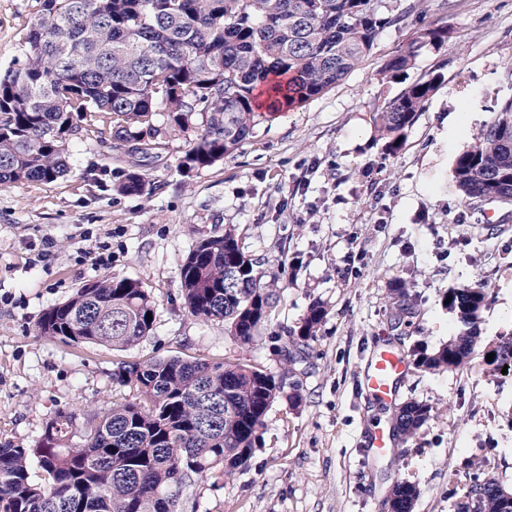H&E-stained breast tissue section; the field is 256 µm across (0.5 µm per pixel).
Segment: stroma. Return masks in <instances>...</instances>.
<instances>
[{
  "instance_id": "stroma-1",
  "label": "stroma",
  "mask_w": 512,
  "mask_h": 512,
  "mask_svg": "<svg viewBox=\"0 0 512 512\" xmlns=\"http://www.w3.org/2000/svg\"><path fill=\"white\" fill-rule=\"evenodd\" d=\"M42 2L0 0L1 71L21 54ZM432 24L450 28L448 42L422 52L406 79L385 76L387 59ZM431 72L441 83L402 150L386 155L375 112ZM509 97L512 0H425L335 87L266 116L239 150L192 174L179 166L189 133L173 132L159 156L136 166L125 150L92 141L80 122L65 145L67 175L0 187V445H35L62 410L84 418L134 401V390L112 381L123 361L239 359L283 372L277 338L317 299L327 315L293 376L302 405L274 403L249 468L195 480L181 492L180 512H384L397 479L419 490L413 512H458L464 487L487 474L512 489V374L484 362L492 341L512 333V210L465 204L453 180L456 157ZM100 166L114 183L139 170L145 192L100 187L89 175ZM228 224L239 225L246 252L280 294L250 346L222 322L192 317L179 295L189 251ZM97 254L106 265L94 264ZM104 277L141 280L154 294L147 339L115 351L37 335L43 312ZM399 281L416 295L418 314L398 338L386 308ZM471 284L489 292L471 362L409 367L394 404H373L363 388L370 353L386 344L408 356L437 350L453 334L445 293ZM410 401L433 406V417L378 457L371 432Z\"/></svg>"
}]
</instances>
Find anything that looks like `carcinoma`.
Here are the masks:
<instances>
[{"label":"carcinoma","mask_w":512,"mask_h":512,"mask_svg":"<svg viewBox=\"0 0 512 512\" xmlns=\"http://www.w3.org/2000/svg\"><path fill=\"white\" fill-rule=\"evenodd\" d=\"M384 0H43L25 36L23 57L0 73V186L50 184L69 170L64 144L77 121L102 123L105 136L146 154L196 116L201 133L180 160L186 172L214 165L237 151L262 117L254 91L267 86L281 107L301 104L356 70L378 37L412 12L383 10ZM448 26L427 27L382 73L405 74L426 48L448 41ZM442 79L429 74L377 112L375 131L389 155L426 109ZM166 118L158 119L159 113ZM512 98L500 102L475 142L453 165L464 202L512 205ZM141 193L145 179L131 171L118 185ZM181 295L194 318L222 320L249 345L279 300L263 281L235 225L200 238L180 269ZM445 305L456 331L431 354L416 359L426 371L457 369L480 338L478 320L489 298L483 287L450 288ZM156 301L139 280L104 278L81 286L45 311L36 331L64 342L127 350L153 331ZM412 295L391 288V330L410 324ZM327 315L322 302L279 347L288 371L304 361ZM489 365L512 371V336H503ZM113 382L136 391L78 422L58 412L32 448L0 446V512H178L181 490L196 478L230 475L248 467L272 405L303 401L299 385L240 361L169 356L123 362ZM428 404L409 401L391 426L411 438L433 416ZM79 442H73V438ZM417 487L397 480L384 504L412 512ZM459 512H512V490L494 475L472 484Z\"/></svg>","instance_id":"carcinoma-1"}]
</instances>
